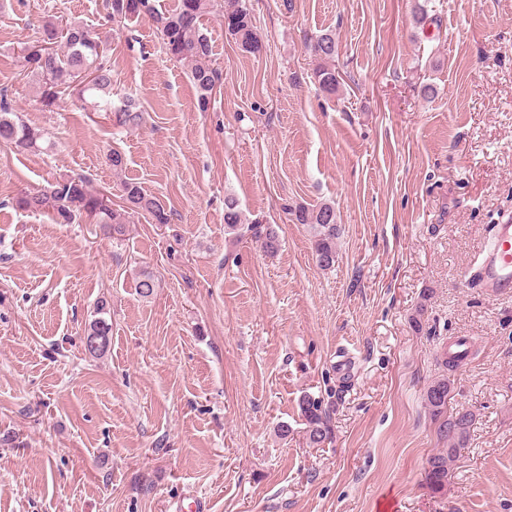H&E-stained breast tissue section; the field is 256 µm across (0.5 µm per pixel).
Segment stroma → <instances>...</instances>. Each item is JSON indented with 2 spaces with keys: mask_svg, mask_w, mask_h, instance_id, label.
<instances>
[{
  "mask_svg": "<svg viewBox=\"0 0 512 512\" xmlns=\"http://www.w3.org/2000/svg\"><path fill=\"white\" fill-rule=\"evenodd\" d=\"M104 2L0 0V88L44 135L0 144V512H175L193 495L208 512H512V298L475 278L512 218V0H430L420 26L416 0H246L264 49L205 17L221 73L205 112L151 23L107 22ZM50 15L109 33L112 103L134 99L138 129L78 100L42 108L20 48ZM324 30L333 96L306 49ZM75 174L117 209L121 179L141 182L170 223L137 218L115 241L10 205ZM230 197L277 231L276 255L227 234ZM323 202L339 226L328 270L287 212ZM101 299L112 346L90 358ZM459 335L475 348L448 407L477 420L436 492L423 395ZM307 395L332 430L322 448L306 443ZM309 50L318 60L314 76L319 87L328 95H336L342 80L339 71H336V57H338L336 34L332 31L320 34L310 44Z\"/></svg>",
  "mask_w": 512,
  "mask_h": 512,
  "instance_id": "stroma-1",
  "label": "stroma"
}]
</instances>
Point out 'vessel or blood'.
Instances as JSON below:
<instances>
[{
  "label": "vessel or blood",
  "instance_id": "1",
  "mask_svg": "<svg viewBox=\"0 0 512 512\" xmlns=\"http://www.w3.org/2000/svg\"><path fill=\"white\" fill-rule=\"evenodd\" d=\"M477 280L486 296H512V218L493 228L492 241L482 253Z\"/></svg>",
  "mask_w": 512,
  "mask_h": 512
}]
</instances>
